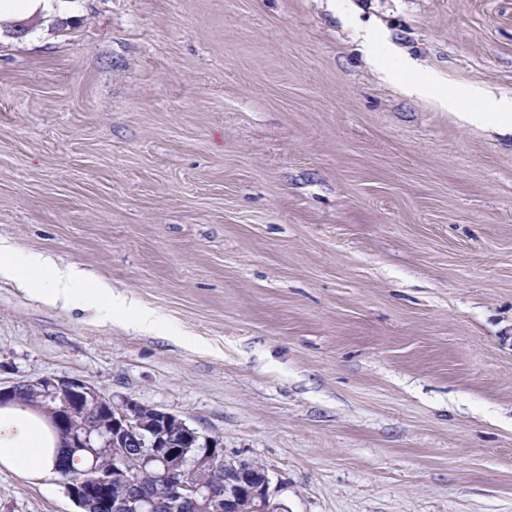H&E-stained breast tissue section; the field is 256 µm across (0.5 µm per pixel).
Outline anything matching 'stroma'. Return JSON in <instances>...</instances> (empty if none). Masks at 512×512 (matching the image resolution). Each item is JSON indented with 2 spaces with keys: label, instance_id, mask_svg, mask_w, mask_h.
Segmentation results:
<instances>
[{
  "label": "stroma",
  "instance_id": "1",
  "mask_svg": "<svg viewBox=\"0 0 512 512\" xmlns=\"http://www.w3.org/2000/svg\"><path fill=\"white\" fill-rule=\"evenodd\" d=\"M61 3L0 34V240L163 320L0 278V380L181 415L289 512H512V136L403 89L512 96V0Z\"/></svg>",
  "mask_w": 512,
  "mask_h": 512
}]
</instances>
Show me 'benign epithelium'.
<instances>
[{
    "instance_id": "7a95c632",
    "label": "benign epithelium",
    "mask_w": 512,
    "mask_h": 512,
    "mask_svg": "<svg viewBox=\"0 0 512 512\" xmlns=\"http://www.w3.org/2000/svg\"><path fill=\"white\" fill-rule=\"evenodd\" d=\"M37 384L43 397L56 404L63 423L75 416L109 419L104 439L92 429L75 435L59 428L68 459L84 465V477L65 481L73 502L83 503L86 494L107 486L115 475L160 467L171 479L168 497L181 512H289L271 488L266 468L255 467L251 460L225 459L218 440L201 435L179 415L157 408L148 411L128 398L117 405L78 378L42 377ZM112 447L120 449L112 459V473L101 472L96 458ZM129 501L137 512H160L162 507V501L135 481Z\"/></svg>"
}]
</instances>
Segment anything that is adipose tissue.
<instances>
[{
  "label": "adipose tissue",
  "mask_w": 512,
  "mask_h": 512,
  "mask_svg": "<svg viewBox=\"0 0 512 512\" xmlns=\"http://www.w3.org/2000/svg\"><path fill=\"white\" fill-rule=\"evenodd\" d=\"M59 0H0V32L13 29L22 20L58 14ZM410 93L437 99L441 106L457 114L466 125L475 128L497 126L512 132V97L499 96L480 87H472L473 104L460 109L456 97L430 82L410 84ZM0 277L17 280L31 287L50 303H68L76 289L88 299L97 291L82 288L81 278L69 266L50 264L42 255L22 253L0 242ZM61 444L48 418L38 409L20 403L0 407V468L24 478H40L54 470Z\"/></svg>",
  "instance_id": "obj_1"
}]
</instances>
